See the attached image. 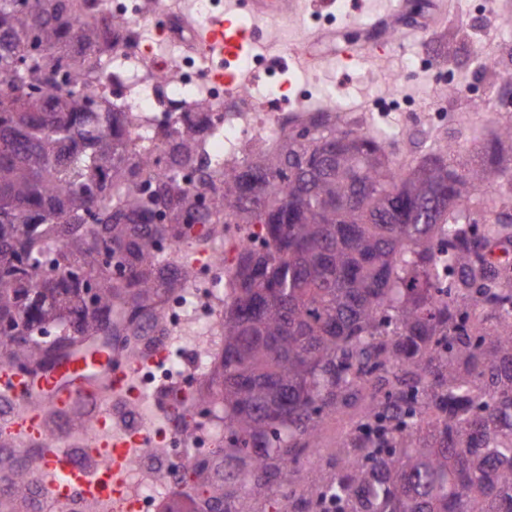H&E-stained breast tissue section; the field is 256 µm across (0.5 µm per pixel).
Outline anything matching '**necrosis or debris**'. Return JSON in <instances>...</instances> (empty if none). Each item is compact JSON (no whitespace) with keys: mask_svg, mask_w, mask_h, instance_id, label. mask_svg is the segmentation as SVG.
Masks as SVG:
<instances>
[{"mask_svg":"<svg viewBox=\"0 0 512 512\" xmlns=\"http://www.w3.org/2000/svg\"><path fill=\"white\" fill-rule=\"evenodd\" d=\"M97 5L118 22L119 49L100 72L87 77L88 87L101 95L110 85L124 83L133 89L126 105L133 119L131 147L149 167L157 165L162 152L155 131L177 121V104L209 112L210 129L200 167L186 172L184 179L198 188L201 200L217 196L220 184L200 186L201 172L223 169L225 160L236 157L246 140L281 134L280 115L258 110L251 89L202 84L191 59L150 56L143 36L148 24L143 0H98Z\"/></svg>","mask_w":512,"mask_h":512,"instance_id":"4bbe7bcc","label":"necrosis or debris"}]
</instances>
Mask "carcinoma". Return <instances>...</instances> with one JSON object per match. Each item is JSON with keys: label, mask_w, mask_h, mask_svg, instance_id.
I'll use <instances>...</instances> for the list:
<instances>
[{"label": "carcinoma", "mask_w": 512, "mask_h": 512, "mask_svg": "<svg viewBox=\"0 0 512 512\" xmlns=\"http://www.w3.org/2000/svg\"><path fill=\"white\" fill-rule=\"evenodd\" d=\"M1 31V342L25 350L34 326L73 315L82 335L137 336L192 270L159 241L250 224L260 244L227 269L218 391L242 482L293 470L322 415L368 390L334 473L288 512H512V222L496 190L512 166L464 173L450 147L405 170L323 122L224 172L202 211L179 173L200 161L208 113L162 134L154 174L126 151L128 113L85 88L116 47L107 14L0 0Z\"/></svg>", "instance_id": "carcinoma-1"}]
</instances>
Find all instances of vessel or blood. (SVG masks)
<instances>
[{
  "label": "vessel or blood",
  "mask_w": 512,
  "mask_h": 512,
  "mask_svg": "<svg viewBox=\"0 0 512 512\" xmlns=\"http://www.w3.org/2000/svg\"><path fill=\"white\" fill-rule=\"evenodd\" d=\"M195 41L213 82H251V75H233L226 67L228 60L254 47L251 30L239 27L232 18L212 17L198 25ZM142 367V359L122 360L108 349L94 353L91 362L70 363L66 382L53 372L32 380L16 368L0 366V400L17 406L0 425L15 445H39L42 491L59 512H80L91 504H113L119 512H136L140 495L127 480L129 466L161 440L162 425L125 423L102 404L98 389L134 391L133 380ZM83 410L92 416L93 432L73 436L68 445L56 442L48 430L49 414Z\"/></svg>",
  "instance_id": "vessel-or-blood-1"
}]
</instances>
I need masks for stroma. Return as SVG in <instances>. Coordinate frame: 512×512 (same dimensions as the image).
<instances>
[{"label":"stroma","instance_id":"obj_1","mask_svg":"<svg viewBox=\"0 0 512 512\" xmlns=\"http://www.w3.org/2000/svg\"><path fill=\"white\" fill-rule=\"evenodd\" d=\"M388 0H298L287 14L259 26L278 53L303 48L315 59L306 70L256 74L254 89L266 97V80L282 84L278 111L312 112L331 106L337 120L383 138L386 151L404 167L448 145L458 148L452 163L475 168L492 150L497 133L512 125V0H402L397 16L386 14ZM347 42L364 50L384 45L369 61L342 64L338 49ZM224 304L210 310V327L199 334L194 324L169 329L170 355L194 365L197 350L220 356L224 350ZM355 411L341 408L325 415L316 447L306 449L291 471L275 470L260 483H242L243 464L224 458L223 442L206 456L174 463L170 451L151 455L154 476L133 474L151 512H166L177 501L181 474L213 491L227 512L247 500L252 512H277L289 492L300 491L312 475L333 472L336 442L351 427Z\"/></svg>","mask_w":512,"mask_h":512}]
</instances>
